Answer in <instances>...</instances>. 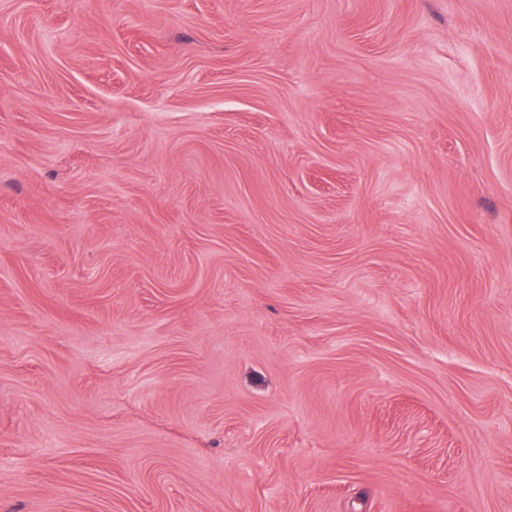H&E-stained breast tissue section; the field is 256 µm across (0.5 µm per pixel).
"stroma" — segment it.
<instances>
[{
	"label": "stroma",
	"instance_id": "stroma-1",
	"mask_svg": "<svg viewBox=\"0 0 512 512\" xmlns=\"http://www.w3.org/2000/svg\"><path fill=\"white\" fill-rule=\"evenodd\" d=\"M0 512H512V0H0Z\"/></svg>",
	"mask_w": 512,
	"mask_h": 512
}]
</instances>
